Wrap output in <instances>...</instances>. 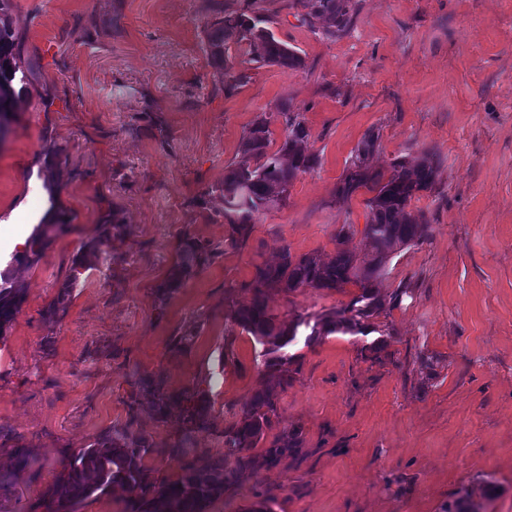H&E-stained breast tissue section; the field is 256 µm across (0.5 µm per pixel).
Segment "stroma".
I'll return each mask as SVG.
<instances>
[{"label":"stroma","instance_id":"stroma-1","mask_svg":"<svg viewBox=\"0 0 512 512\" xmlns=\"http://www.w3.org/2000/svg\"><path fill=\"white\" fill-rule=\"evenodd\" d=\"M276 36L301 53L296 70L252 64L225 91L204 52L209 0H13L27 79L13 131L0 144V232L29 237L50 207L68 226L41 262L0 270L22 278L26 301L0 340V460L17 437L35 459L0 492V512H34L62 461L105 429L132 423L151 438V478L180 476L165 453L182 432L147 399L136 375L170 390L200 385L223 426L260 385V347L231 311L247 300L255 265L293 253L333 255L338 224L363 249L366 192L333 196L367 131L372 163L436 149L442 167L415 200L426 240L393 256L381 290L412 288L374 317L392 355L365 361L341 333L298 347V371L278 404L277 430L302 446L239 479L211 512H446L469 495L475 512H512V0H357L346 32L314 34L287 0H264ZM291 100L310 129L318 166L286 204L259 216L243 247L226 250L158 305L184 232L223 242L227 227L197 204L238 160L255 117ZM62 152L54 185L39 178L48 146ZM111 210L123 234L111 261L87 271L66 316L48 323L71 260ZM342 292L270 293L281 319L347 303ZM190 333L181 351L171 339ZM493 487V500L483 496Z\"/></svg>","mask_w":512,"mask_h":512}]
</instances>
